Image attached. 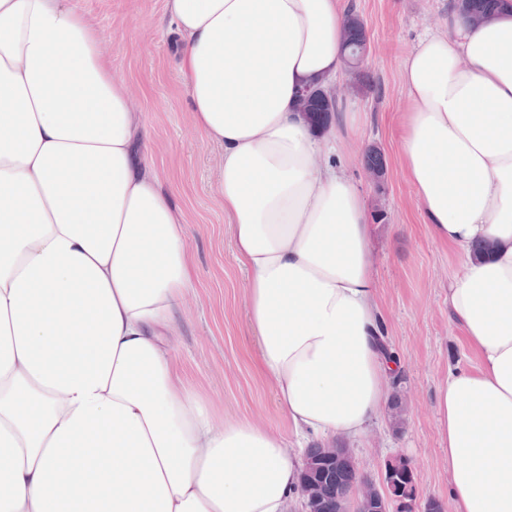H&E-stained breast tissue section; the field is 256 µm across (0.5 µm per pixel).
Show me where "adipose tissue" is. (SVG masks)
<instances>
[{
  "label": "adipose tissue",
  "mask_w": 512,
  "mask_h": 512,
  "mask_svg": "<svg viewBox=\"0 0 512 512\" xmlns=\"http://www.w3.org/2000/svg\"><path fill=\"white\" fill-rule=\"evenodd\" d=\"M255 364L290 432L354 442L389 400L363 192L310 131L342 74V0H166ZM72 0H0V512H287L303 450L218 421L172 339L195 282L149 132ZM399 154L433 238L461 250L448 312L476 369L440 381L452 512H512V8L452 18L403 59ZM316 92L317 90H313L311 94ZM311 94L303 91L300 100V112H303L309 126L319 131L326 128L332 121L335 112H338V105L333 104L329 106L328 104H321V110L319 111L318 101Z\"/></svg>",
  "instance_id": "1"
}]
</instances>
